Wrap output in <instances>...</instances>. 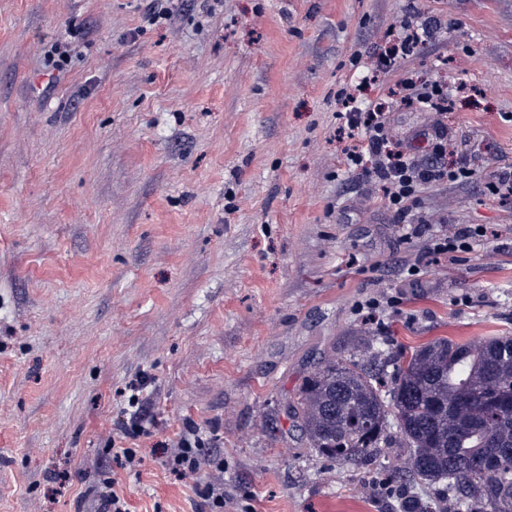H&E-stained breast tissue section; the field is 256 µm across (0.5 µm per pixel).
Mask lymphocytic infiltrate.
Listing matches in <instances>:
<instances>
[{
    "instance_id": "lymphocytic-infiltrate-1",
    "label": "lymphocytic infiltrate",
    "mask_w": 512,
    "mask_h": 512,
    "mask_svg": "<svg viewBox=\"0 0 512 512\" xmlns=\"http://www.w3.org/2000/svg\"><path fill=\"white\" fill-rule=\"evenodd\" d=\"M451 31V25L436 16L404 17L387 31L385 42L369 54L355 84L343 88L338 96L341 109L336 118L340 133L346 137L341 153L348 168L358 178L379 186L381 202L391 223L406 239L415 235L424 222L423 217L414 212L418 193L424 186L466 181L482 185L493 195L512 196L511 167L502 168L487 179L470 160L448 163L452 149L442 121L448 110L447 85L420 84L408 78L400 82L395 92L396 99L430 112L433 118L432 150L421 161L413 160L395 139L389 121V104L374 102L364 107L358 102L362 91L377 83L397 62L425 50L434 39L448 37ZM484 235L481 225L455 224L448 233L434 238L430 251L435 255L457 257L470 253Z\"/></svg>"
}]
</instances>
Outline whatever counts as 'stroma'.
<instances>
[{
	"label": "stroma",
	"mask_w": 512,
	"mask_h": 512,
	"mask_svg": "<svg viewBox=\"0 0 512 512\" xmlns=\"http://www.w3.org/2000/svg\"><path fill=\"white\" fill-rule=\"evenodd\" d=\"M145 6L0 0V512H96L112 444L140 458L117 472L130 512H200L217 479L224 512H396L382 476L308 448L284 406L352 352L512 336V197L426 186L401 238L343 163L337 94L403 13L455 22L364 99L446 73L467 88L455 153L512 166V0H182L157 26ZM391 122L429 152V113ZM442 216L487 237L429 255ZM134 396L151 419L129 438ZM191 433L223 475L171 473Z\"/></svg>",
	"instance_id": "obj_1"
}]
</instances>
